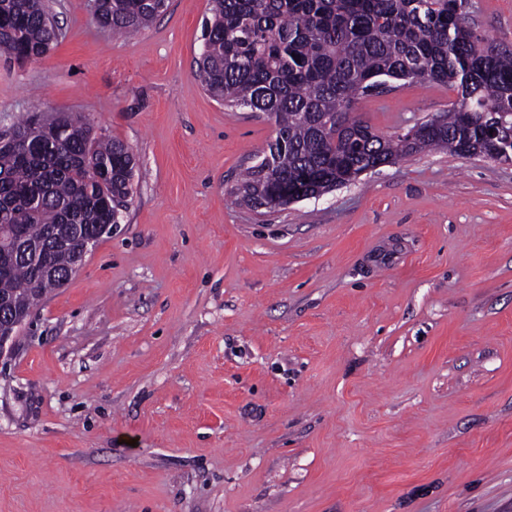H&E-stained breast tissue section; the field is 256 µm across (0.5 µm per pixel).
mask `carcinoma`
Returning a JSON list of instances; mask_svg holds the SVG:
<instances>
[{"label": "carcinoma", "instance_id": "1", "mask_svg": "<svg viewBox=\"0 0 512 512\" xmlns=\"http://www.w3.org/2000/svg\"><path fill=\"white\" fill-rule=\"evenodd\" d=\"M97 23L115 36L150 25L167 0H96ZM195 60L206 91L229 108L262 112L275 136L234 189L247 205L288 204V193L328 192L371 165L424 150L494 158L508 138L485 129L512 110V52L485 55L470 33L468 0H211ZM61 28L42 0H0V52L36 60ZM448 86L457 100L417 137L380 135L344 108L369 89L396 81ZM65 128L44 152L30 139L0 146V222L37 244L59 224L75 225L66 248L38 261L0 256V302L30 311L68 283L80 240L119 224L132 203L136 157L118 139L92 136L86 121L58 118L41 137Z\"/></svg>", "mask_w": 512, "mask_h": 512}]
</instances>
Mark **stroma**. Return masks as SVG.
Instances as JSON below:
<instances>
[{"instance_id":"stroma-1","label":"stroma","mask_w":512,"mask_h":512,"mask_svg":"<svg viewBox=\"0 0 512 512\" xmlns=\"http://www.w3.org/2000/svg\"><path fill=\"white\" fill-rule=\"evenodd\" d=\"M0 54V117L79 112L133 200L0 361V512H512V163L420 153L275 211L233 190L275 135L203 88L209 0L115 39L90 0ZM512 50V0H468ZM430 82L356 101L391 135Z\"/></svg>"}]
</instances>
